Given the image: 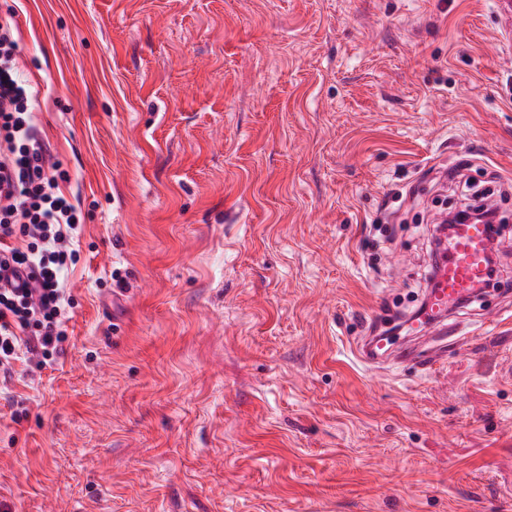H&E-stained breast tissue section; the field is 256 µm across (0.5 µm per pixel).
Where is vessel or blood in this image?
Returning <instances> with one entry per match:
<instances>
[{
    "label": "vessel or blood",
    "mask_w": 512,
    "mask_h": 512,
    "mask_svg": "<svg viewBox=\"0 0 512 512\" xmlns=\"http://www.w3.org/2000/svg\"><path fill=\"white\" fill-rule=\"evenodd\" d=\"M501 19L499 42L503 49L512 48V0H494ZM490 230L485 224H458L433 270L434 286L429 289L423 310L409 325L417 333L429 327H443L448 312L458 302L483 284L487 273V251ZM395 341L389 337H374L361 356L366 362H379L391 353ZM442 355L441 341H434L426 353L405 350L401 361L405 364L429 366Z\"/></svg>",
    "instance_id": "vessel-or-blood-1"
}]
</instances>
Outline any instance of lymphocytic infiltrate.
<instances>
[{"mask_svg": "<svg viewBox=\"0 0 512 512\" xmlns=\"http://www.w3.org/2000/svg\"><path fill=\"white\" fill-rule=\"evenodd\" d=\"M15 11L0 16V375L53 366L73 300L63 274L80 260L81 213L51 172L34 124L38 92L19 79Z\"/></svg>", "mask_w": 512, "mask_h": 512, "instance_id": "obj_1", "label": "lymphocytic infiltrate"}]
</instances>
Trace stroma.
<instances>
[{"mask_svg":"<svg viewBox=\"0 0 512 512\" xmlns=\"http://www.w3.org/2000/svg\"><path fill=\"white\" fill-rule=\"evenodd\" d=\"M81 209L53 367L0 382V512H512V295L362 362L429 230L512 179L492 0H0ZM445 336H437L434 343L428 348L425 354H421L414 350L400 351L401 362L405 364H418L421 366H429L436 363L442 356V340Z\"/></svg>","mask_w":512,"mask_h":512,"instance_id":"obj_1","label":"stroma"}]
</instances>
